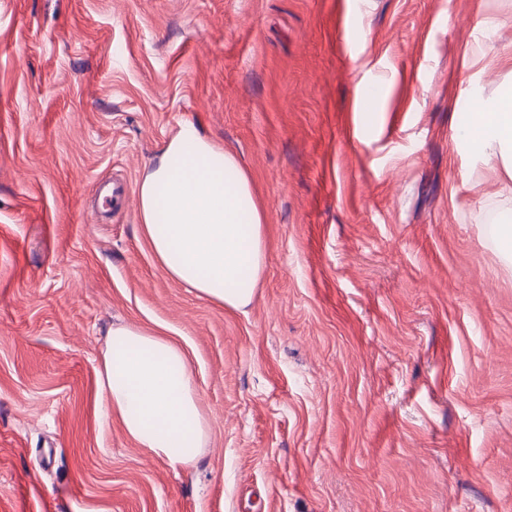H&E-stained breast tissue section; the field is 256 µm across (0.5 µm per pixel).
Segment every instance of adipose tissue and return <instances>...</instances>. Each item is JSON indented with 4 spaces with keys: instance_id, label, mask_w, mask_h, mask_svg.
Listing matches in <instances>:
<instances>
[{
    "instance_id": "obj_1",
    "label": "adipose tissue",
    "mask_w": 512,
    "mask_h": 512,
    "mask_svg": "<svg viewBox=\"0 0 512 512\" xmlns=\"http://www.w3.org/2000/svg\"><path fill=\"white\" fill-rule=\"evenodd\" d=\"M464 139L500 160L512 179V94L480 103ZM143 232L161 270L198 296L241 310L266 270L262 213L237 158L194 125L171 139L142 178ZM100 404L138 446L194 464L209 422L182 347L159 333L115 325L106 333L97 376Z\"/></svg>"
}]
</instances>
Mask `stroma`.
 <instances>
[{"label":"stroma","instance_id":"35a3bbf8","mask_svg":"<svg viewBox=\"0 0 512 512\" xmlns=\"http://www.w3.org/2000/svg\"><path fill=\"white\" fill-rule=\"evenodd\" d=\"M508 51L512 0H0V512H512V198L456 137ZM187 123L257 190L241 311L98 203ZM119 323L186 352L195 465L103 417Z\"/></svg>","mask_w":512,"mask_h":512}]
</instances>
